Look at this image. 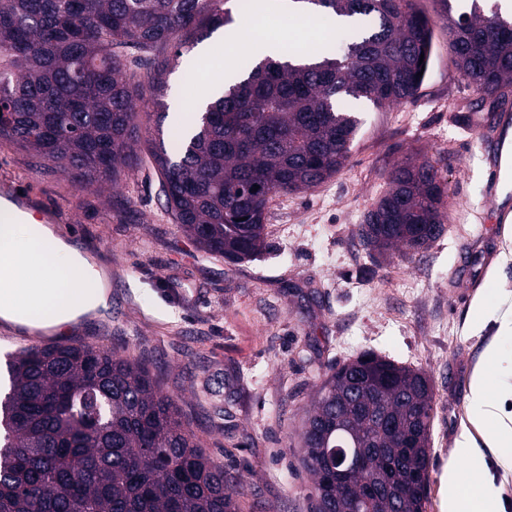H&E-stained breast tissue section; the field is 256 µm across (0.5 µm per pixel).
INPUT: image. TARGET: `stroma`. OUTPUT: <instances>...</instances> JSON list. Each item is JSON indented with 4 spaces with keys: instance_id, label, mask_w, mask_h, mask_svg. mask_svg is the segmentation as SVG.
<instances>
[{
    "instance_id": "1",
    "label": "stroma",
    "mask_w": 512,
    "mask_h": 512,
    "mask_svg": "<svg viewBox=\"0 0 512 512\" xmlns=\"http://www.w3.org/2000/svg\"><path fill=\"white\" fill-rule=\"evenodd\" d=\"M432 20L434 56L413 99L357 105L360 129L343 168L313 189L273 194L267 248L236 264L201 251L165 211L161 176L149 151L156 128L174 140L173 117L158 120L136 101L140 160L115 188H79L71 175L0 139V182L27 186L56 213L60 236L111 273L104 317L66 328H14L0 320V356L50 342L80 340L118 348L157 372L205 451L237 487L240 512H314L299 456L302 421L336 367L371 351L428 373L434 388L426 512H443L444 467L467 422L470 384L484 351L498 342L495 379L512 386V338L473 319L478 293L494 291L512 315V232L489 223L486 153L491 101H480L448 51L438 0H418ZM274 40L337 29L318 17L313 32L264 19ZM166 101L196 111L207 59L189 64L167 50ZM439 162L448 182L445 230L405 259L370 255L358 224L388 188V173L409 160ZM480 280L471 290V280Z\"/></svg>"
}]
</instances>
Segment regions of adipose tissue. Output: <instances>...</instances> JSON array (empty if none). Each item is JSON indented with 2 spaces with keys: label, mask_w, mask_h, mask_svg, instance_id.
<instances>
[{
  "label": "adipose tissue",
  "mask_w": 512,
  "mask_h": 512,
  "mask_svg": "<svg viewBox=\"0 0 512 512\" xmlns=\"http://www.w3.org/2000/svg\"><path fill=\"white\" fill-rule=\"evenodd\" d=\"M11 263L0 276V318L27 328H61L79 317L107 309V281L96 260L83 256L37 220L0 222V256ZM499 349L489 345L484 365L470 387V428L462 429L444 469L445 512H504L499 491L488 474L478 443L512 447V414L501 408L487 367Z\"/></svg>",
  "instance_id": "1"
}]
</instances>
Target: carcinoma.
Returning a JSON list of instances; mask_svg holds the SVG:
<instances>
[{
	"label": "carcinoma",
	"mask_w": 512,
	"mask_h": 512,
	"mask_svg": "<svg viewBox=\"0 0 512 512\" xmlns=\"http://www.w3.org/2000/svg\"><path fill=\"white\" fill-rule=\"evenodd\" d=\"M226 0H0V138L115 186L135 161L134 97L166 117V61L177 34L199 44L233 21ZM352 18L345 47L316 60L248 58L236 79L150 156L167 214L201 250L238 262L266 249L273 193L325 182L359 129L351 103L413 99L428 71L432 20L417 0H307ZM448 19L459 74L482 98L512 89V18L479 0ZM153 60L148 80L126 64ZM448 189L430 160H407L358 225L370 251L428 250L444 231ZM0 397V512H238V491L189 430L158 375L113 349L51 344L7 354ZM434 397L421 369L364 353L318 390L300 435L316 512H425ZM363 451L368 467L338 483L329 449Z\"/></svg>",
	"instance_id": "carcinoma-1"
}]
</instances>
